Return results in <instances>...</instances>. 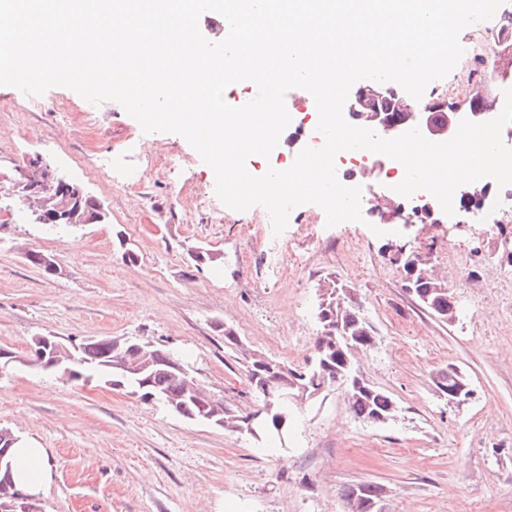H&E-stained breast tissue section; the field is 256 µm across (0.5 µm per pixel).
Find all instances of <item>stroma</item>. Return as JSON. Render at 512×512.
<instances>
[{"label": "stroma", "mask_w": 512, "mask_h": 512, "mask_svg": "<svg viewBox=\"0 0 512 512\" xmlns=\"http://www.w3.org/2000/svg\"><path fill=\"white\" fill-rule=\"evenodd\" d=\"M66 99L74 112L62 114ZM39 157L100 201L104 222L54 230L17 214L9 177ZM148 170L129 189L125 173ZM0 348L17 360L0 375V427L46 449L53 478L41 512H346L345 488L375 482L385 512H512V266L504 229L462 208L425 218L327 226L315 204L292 209L280 260L253 233L263 207L225 208L215 174L180 135L144 133L112 100L66 87L29 95L0 86ZM427 257L444 283L457 272L459 315L444 323L404 287L392 246ZM217 254L198 260L199 249ZM137 259L129 262L124 250ZM52 255L45 275L25 259ZM360 297L377 341L361 374L399 406L382 425L356 419L339 389L302 409L287 458L241 433L190 422L97 378L62 383L29 362L35 336L82 342L134 337L180 351L227 407L250 406L244 351L305 363L321 288ZM242 347L224 343L225 329ZM456 366L473 398L448 405L433 380Z\"/></svg>", "instance_id": "1"}]
</instances>
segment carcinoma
Segmentation results:
<instances>
[{
  "instance_id": "carcinoma-1",
  "label": "carcinoma",
  "mask_w": 512,
  "mask_h": 512,
  "mask_svg": "<svg viewBox=\"0 0 512 512\" xmlns=\"http://www.w3.org/2000/svg\"><path fill=\"white\" fill-rule=\"evenodd\" d=\"M363 104L362 112H384L397 119L408 108H425L428 116L438 125H443L448 116L459 111L458 105L450 103L428 104L422 100L405 98L390 89L384 83L370 80L358 85ZM400 267L405 274L404 287L428 312L444 323L455 321L459 312L458 303L448 302V287L436 281L420 256L408 251L402 257ZM316 319L319 332L314 344V356L311 362L302 366H291L285 362L270 360L287 376L295 375L300 383L312 390L318 389L325 393L336 384L345 385V397L355 418L367 424H384L392 420L397 411V402L385 391L365 383L355 385L351 378L356 373L353 365V354L374 347L377 337L371 322L366 318L362 301L354 294L344 293L337 301L328 302L327 307H317ZM55 337H34L31 341L33 361L43 366L49 350L47 341ZM144 347L149 359L155 367L149 380L137 376L122 377L116 369L115 357L124 354L132 359L138 355L133 349L135 344ZM73 359L64 360L63 367L71 369L75 379L97 376L105 382L118 381L123 388L139 395L141 400H153L162 404L169 411L193 422H200L211 427L233 429L247 434L259 448L276 447L279 450L290 449L294 434V407L300 401L282 398L278 392L266 391L267 384L264 373L252 358L246 360L245 369L250 385V392L257 406L264 409L260 420L262 424L248 426L246 420L250 413L243 415L231 414L230 408L224 406V398L207 389L189 372H171L166 364L175 360L187 368L184 360L177 353L157 346H147L136 339L107 338L86 340L77 344L72 350ZM470 385L468 376L455 369L440 371L435 379V387L439 396L448 397V392L459 391ZM272 406H267V403ZM19 436L7 429H0V468L3 473L10 471L9 451ZM384 489L377 483H362L347 488L345 500L350 505L359 506L365 502H380Z\"/></svg>"
}]
</instances>
